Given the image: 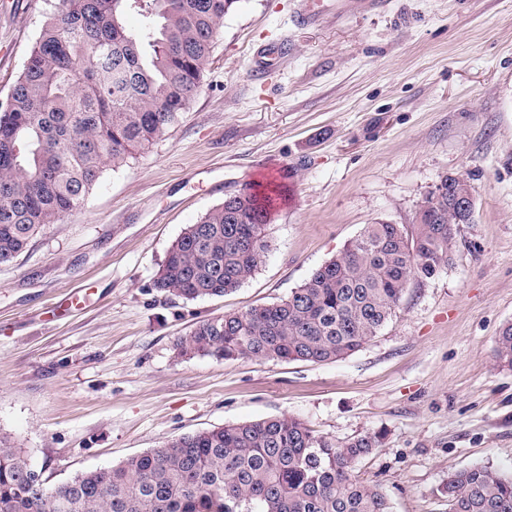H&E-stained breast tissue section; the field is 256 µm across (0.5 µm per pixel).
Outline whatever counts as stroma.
Masks as SVG:
<instances>
[{
  "label": "stroma",
  "instance_id": "35a3bbf8",
  "mask_svg": "<svg viewBox=\"0 0 512 512\" xmlns=\"http://www.w3.org/2000/svg\"><path fill=\"white\" fill-rule=\"evenodd\" d=\"M59 0H0V99ZM236 0L197 97L167 135L0 265V434L47 485L179 436L293 417L347 441L384 435L355 469L393 512H448L449 473L512 474V0ZM284 63L252 65L269 42ZM473 221L377 336L337 361L178 356L198 321L279 301L365 225L412 224L444 174ZM285 193L255 275L221 297L154 286L172 242L228 196ZM79 304H72V296ZM495 355L499 364L512 367V322L505 323L496 337Z\"/></svg>",
  "mask_w": 512,
  "mask_h": 512
}]
</instances>
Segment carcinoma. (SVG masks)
I'll return each instance as SVG.
<instances>
[{"label": "carcinoma", "instance_id": "obj_1", "mask_svg": "<svg viewBox=\"0 0 512 512\" xmlns=\"http://www.w3.org/2000/svg\"><path fill=\"white\" fill-rule=\"evenodd\" d=\"M236 0H60L23 71L0 102V264L77 209L108 167L161 139L202 88L214 35ZM147 19L129 31L126 11ZM444 174L415 224H368L336 256L270 305L199 323L182 354L323 363L371 341L413 280L448 266L456 227L472 223ZM272 197L242 192L214 206L171 244L154 287L194 300L222 297L258 270ZM512 367V322L496 337ZM383 443L373 433L333 442L275 417L186 434L117 466L32 488L27 456L0 435V512H392L354 475ZM448 512H512V476L490 466L448 475Z\"/></svg>", "mask_w": 512, "mask_h": 512}]
</instances>
